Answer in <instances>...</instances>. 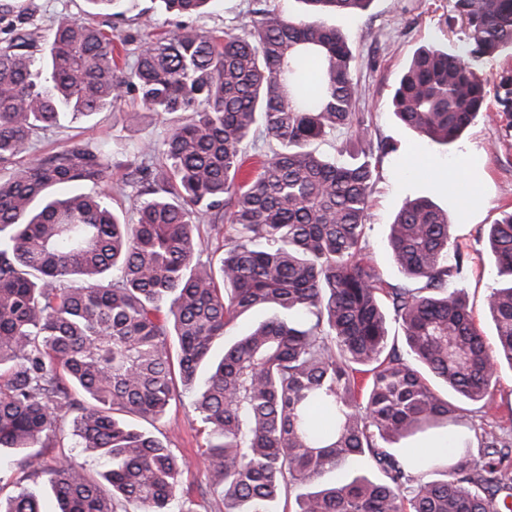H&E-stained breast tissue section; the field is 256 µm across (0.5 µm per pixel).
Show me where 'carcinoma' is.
I'll return each mask as SVG.
<instances>
[{"label": "carcinoma", "mask_w": 512, "mask_h": 512, "mask_svg": "<svg viewBox=\"0 0 512 512\" xmlns=\"http://www.w3.org/2000/svg\"><path fill=\"white\" fill-rule=\"evenodd\" d=\"M159 2L193 14L217 0ZM302 2L307 16L261 11L243 36L148 37L121 66L114 37L85 21L58 25L37 55L26 9L0 0V168L13 166L0 179V450L19 457L24 482L0 512H43L34 485L44 476L57 512H184L187 463L120 419L159 420L179 384L208 429L224 512H276L301 487L292 512L509 508L511 437L476 436L477 460L470 438L442 456L424 445L460 424L462 403L488 407L493 373L512 369V212L487 229L499 277L487 296L494 348L462 292L448 289L467 255L430 200L407 203L390 224L406 282L382 285L361 258L367 157L396 146L365 139L366 160L345 164L311 149L341 128L365 135L352 112L351 49L324 16L370 0ZM455 6L466 20L460 46L418 50L392 98L405 126L445 147L482 112L488 81L476 73L512 51V0ZM124 86L142 109L180 116L117 183L120 195L137 189L134 223L109 204L112 159L100 142L15 166L39 131L107 109ZM495 95L512 118V78ZM259 124L275 148L247 177L241 145ZM211 230L224 243L207 254ZM260 308L270 315L227 335ZM220 340L223 355L202 380ZM62 373L86 400L68 401ZM70 412L78 445L109 461L111 490L67 462L44 464ZM354 458L380 477H350Z\"/></svg>", "instance_id": "1"}]
</instances>
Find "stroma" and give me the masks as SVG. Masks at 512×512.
I'll list each match as a JSON object with an SVG mask.
<instances>
[{"mask_svg": "<svg viewBox=\"0 0 512 512\" xmlns=\"http://www.w3.org/2000/svg\"><path fill=\"white\" fill-rule=\"evenodd\" d=\"M16 2L30 7L44 37L59 22L84 19L88 9L85 0ZM454 3L455 0H372L366 11L332 15L327 22L352 49V74L361 88L353 110L364 116L368 138L396 146L395 151L382 155L372 165L362 251L365 261L386 282L400 283L402 275L388 245L390 224L406 201L432 200L447 210L451 233L469 257L461 274L450 278L448 286L464 292L478 327L491 341L495 328L485 298L496 287L498 277L486 230L504 209L512 210V128L500 117L501 107L491 96L485 111L455 143L442 150L405 127L392 107L396 80L420 47L458 44L462 23ZM260 9L299 19L304 17L306 6L303 0H219L207 13L176 15L161 10L156 0H126L121 15H97L93 21L106 31L138 43L147 33H174L184 26L203 32L230 29L240 34L249 29ZM138 107L137 92L123 90L111 109L91 120L72 124L66 130L39 134L34 152L43 155L58 151L73 139L100 140L112 154L113 177H120L124 164L140 144L162 141L172 126L169 117L151 112L145 113L138 124L128 125L125 112ZM461 162L467 166L466 176L456 186H449L448 171ZM489 399L488 414L467 413L464 427L483 434H512V369L498 371ZM135 425L169 444L178 457L189 463L181 493L186 512H214L209 494L213 477L203 462L207 429L194 411L190 395L173 403L162 421L139 419ZM46 459L68 460L95 476L105 470L103 459L96 452L76 447L67 430L51 438Z\"/></svg>", "mask_w": 512, "mask_h": 512, "instance_id": "1", "label": "stroma"}]
</instances>
